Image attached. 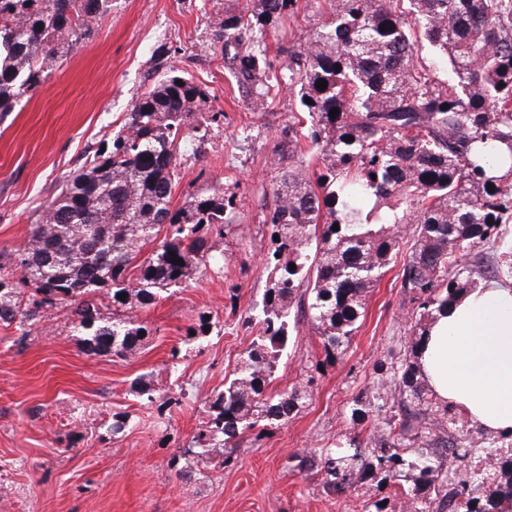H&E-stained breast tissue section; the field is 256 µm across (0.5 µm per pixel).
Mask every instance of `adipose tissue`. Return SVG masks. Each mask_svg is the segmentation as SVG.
Returning a JSON list of instances; mask_svg holds the SVG:
<instances>
[{
	"label": "adipose tissue",
	"mask_w": 512,
	"mask_h": 512,
	"mask_svg": "<svg viewBox=\"0 0 512 512\" xmlns=\"http://www.w3.org/2000/svg\"><path fill=\"white\" fill-rule=\"evenodd\" d=\"M419 363L441 400L488 429L512 431V288H477L443 310Z\"/></svg>",
	"instance_id": "obj_1"
}]
</instances>
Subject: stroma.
Wrapping results in <instances>:
<instances>
[{"instance_id": "stroma-1", "label": "stroma", "mask_w": 512, "mask_h": 512, "mask_svg": "<svg viewBox=\"0 0 512 512\" xmlns=\"http://www.w3.org/2000/svg\"><path fill=\"white\" fill-rule=\"evenodd\" d=\"M246 4L112 0L111 13L51 80L0 115L2 253L23 248L59 185L124 125L155 77L152 52L161 44L173 47L172 63L208 88L210 111L222 115L199 152L182 158L173 201L220 185L237 203L223 259L140 312L155 333L135 357L86 354L81 327L60 308L23 332L0 323V512H364L367 485L327 495L320 474L297 461L344 450L354 437H382L380 416L357 425L351 410L358 397L388 407L399 401L385 378L400 368L414 322L397 262L371 288L361 326L334 366L316 370L319 338L298 321L270 387L306 386L288 423L242 445L235 466L208 455L184 477L172 463L184 449L199 451L212 396L236 376L259 334L270 248L262 220L283 172L288 114L298 108L285 96L270 111H251L214 49L215 16ZM316 10L311 2L267 36L271 58L306 44ZM203 312L212 331L186 339ZM142 379L156 390L153 402L135 391Z\"/></svg>"}]
</instances>
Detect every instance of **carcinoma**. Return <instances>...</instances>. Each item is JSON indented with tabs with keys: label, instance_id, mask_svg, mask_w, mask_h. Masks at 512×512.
<instances>
[{
	"label": "carcinoma",
	"instance_id": "obj_1",
	"mask_svg": "<svg viewBox=\"0 0 512 512\" xmlns=\"http://www.w3.org/2000/svg\"><path fill=\"white\" fill-rule=\"evenodd\" d=\"M327 2L329 17L306 46L289 47L277 64L265 36L297 18L299 0H249L215 21L224 65L250 109L267 112L287 93L299 111L288 113V170L264 220L271 248L262 335L210 402L199 439L229 466L246 432L257 441L288 422L305 391L268 389L291 312L319 337V366L334 365L361 326L368 289L404 246L401 288L414 330L392 379L403 410L385 419L387 436L374 447L342 456L324 449L300 465L321 474L331 495L370 484L380 498L365 512H395L382 505L384 491L406 470L413 495L401 512H512L511 447L485 452L492 472L479 492L466 474L448 482L468 451L413 448L439 401L417 365L427 325L488 278V257L464 264L467 253L492 241L498 255H512V0ZM111 11L112 0H0V114L44 85ZM423 42L449 61L448 81L418 62ZM155 57L161 74L136 96L127 122L66 180L25 248L0 257V322L21 331L43 308L70 307L87 331V353L130 358L153 332L136 311L211 265L234 197L213 186L177 206L172 198L177 155L198 152L217 114L188 123L206 111L210 93L170 63V51L160 47ZM162 231L151 256L135 263ZM106 300L110 321L100 313Z\"/></svg>",
	"mask_w": 512,
	"mask_h": 512
}]
</instances>
